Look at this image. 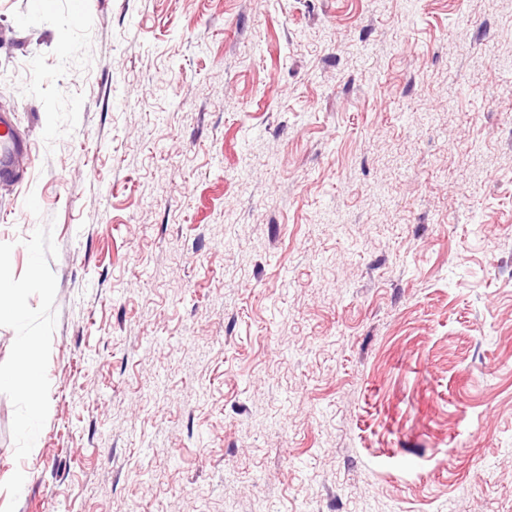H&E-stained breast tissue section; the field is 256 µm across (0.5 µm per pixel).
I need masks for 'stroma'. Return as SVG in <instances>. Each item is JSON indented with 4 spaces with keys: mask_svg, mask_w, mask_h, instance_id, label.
Wrapping results in <instances>:
<instances>
[{
    "mask_svg": "<svg viewBox=\"0 0 512 512\" xmlns=\"http://www.w3.org/2000/svg\"><path fill=\"white\" fill-rule=\"evenodd\" d=\"M2 111L0 505L512 512V0H0ZM31 147L15 129L13 113H0V183L18 182L23 167L29 163ZM27 314L26 289L18 288L0 279V318L7 316L15 322L23 321ZM42 337L22 336L16 344L15 365L8 371H0V389H21L32 396V409L20 427L29 439V447L37 446V428L42 405L36 397L41 382L39 357Z\"/></svg>",
    "mask_w": 512,
    "mask_h": 512,
    "instance_id": "stroma-1",
    "label": "stroma"
}]
</instances>
